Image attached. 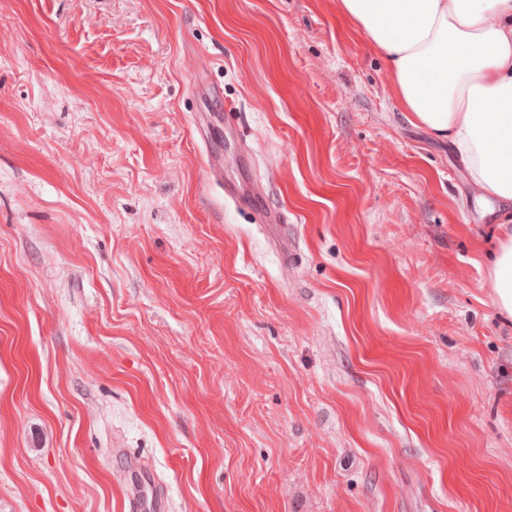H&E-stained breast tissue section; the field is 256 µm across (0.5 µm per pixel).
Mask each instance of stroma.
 Segmentation results:
<instances>
[{
  "label": "stroma",
  "instance_id": "1",
  "mask_svg": "<svg viewBox=\"0 0 512 512\" xmlns=\"http://www.w3.org/2000/svg\"><path fill=\"white\" fill-rule=\"evenodd\" d=\"M476 198L336 0H0V512H512Z\"/></svg>",
  "mask_w": 512,
  "mask_h": 512
}]
</instances>
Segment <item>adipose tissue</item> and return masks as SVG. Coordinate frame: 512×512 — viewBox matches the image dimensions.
Returning <instances> with one entry per match:
<instances>
[{
  "label": "adipose tissue",
  "instance_id": "obj_1",
  "mask_svg": "<svg viewBox=\"0 0 512 512\" xmlns=\"http://www.w3.org/2000/svg\"><path fill=\"white\" fill-rule=\"evenodd\" d=\"M384 59L412 122L448 141L481 200L512 203V0H339ZM512 317V225L486 246Z\"/></svg>",
  "mask_w": 512,
  "mask_h": 512
}]
</instances>
